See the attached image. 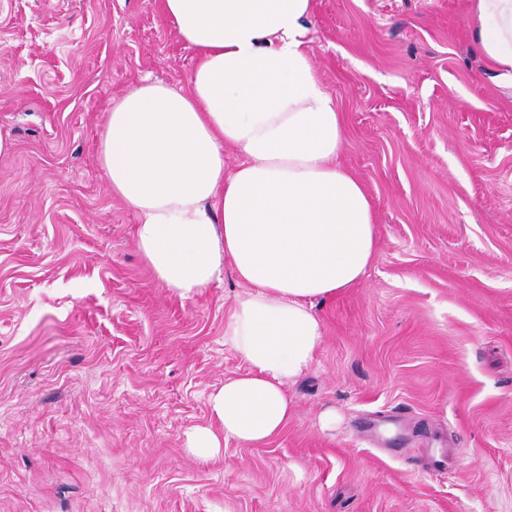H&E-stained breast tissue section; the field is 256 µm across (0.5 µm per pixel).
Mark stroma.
<instances>
[{"label":"stroma","instance_id":"stroma-1","mask_svg":"<svg viewBox=\"0 0 512 512\" xmlns=\"http://www.w3.org/2000/svg\"><path fill=\"white\" fill-rule=\"evenodd\" d=\"M471 25L468 0H313L376 250L316 302L284 432L203 462L244 287L157 280L98 162L113 100L185 86L195 52L160 0H0V512H512V95Z\"/></svg>","mask_w":512,"mask_h":512}]
</instances>
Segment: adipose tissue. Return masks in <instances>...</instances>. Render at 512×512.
<instances>
[{
  "instance_id": "obj_1",
  "label": "adipose tissue",
  "mask_w": 512,
  "mask_h": 512,
  "mask_svg": "<svg viewBox=\"0 0 512 512\" xmlns=\"http://www.w3.org/2000/svg\"><path fill=\"white\" fill-rule=\"evenodd\" d=\"M196 54L188 85L143 83L113 101L98 157L138 215L155 277L192 298L231 266L246 290L224 342L246 366L208 398L189 452L258 447L294 414L287 386L323 341L314 310L358 283L375 251L370 201L342 165L343 117L310 59L312 0H162ZM472 36L512 92V0H471ZM242 157L225 168L224 151Z\"/></svg>"
}]
</instances>
